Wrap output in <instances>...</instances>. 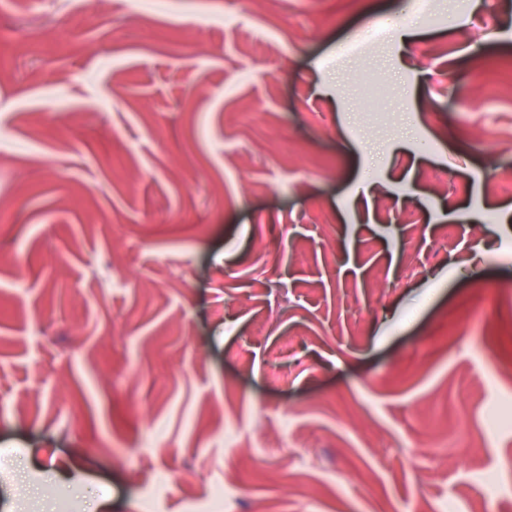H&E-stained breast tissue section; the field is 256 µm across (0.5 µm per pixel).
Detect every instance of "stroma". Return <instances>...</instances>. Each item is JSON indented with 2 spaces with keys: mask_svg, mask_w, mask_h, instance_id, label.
I'll list each match as a JSON object with an SVG mask.
<instances>
[{
  "mask_svg": "<svg viewBox=\"0 0 512 512\" xmlns=\"http://www.w3.org/2000/svg\"><path fill=\"white\" fill-rule=\"evenodd\" d=\"M431 2L0 0V512H512V0Z\"/></svg>",
  "mask_w": 512,
  "mask_h": 512,
  "instance_id": "1",
  "label": "stroma"
}]
</instances>
